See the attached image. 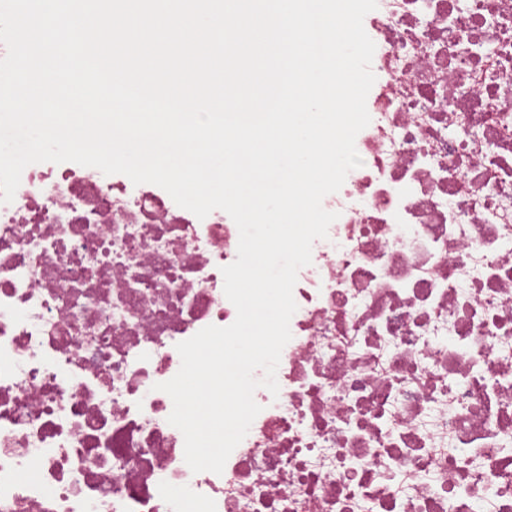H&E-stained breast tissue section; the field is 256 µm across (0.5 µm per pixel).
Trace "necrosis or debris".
Segmentation results:
<instances>
[{"mask_svg":"<svg viewBox=\"0 0 512 512\" xmlns=\"http://www.w3.org/2000/svg\"><path fill=\"white\" fill-rule=\"evenodd\" d=\"M361 167L222 474L160 383L236 318L239 231L33 163L0 203V512H512V0H377Z\"/></svg>","mask_w":512,"mask_h":512,"instance_id":"necrosis-or-debris-1","label":"necrosis or debris"}]
</instances>
